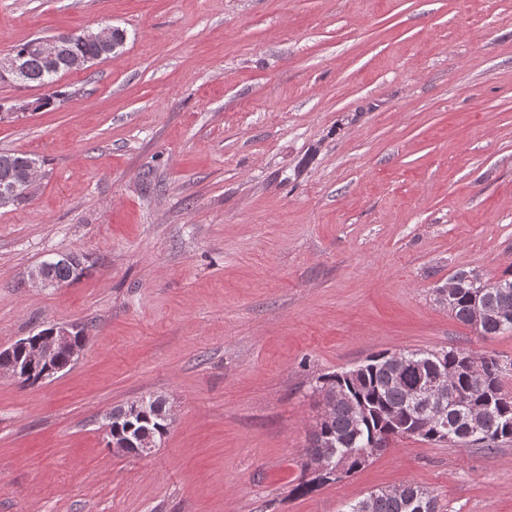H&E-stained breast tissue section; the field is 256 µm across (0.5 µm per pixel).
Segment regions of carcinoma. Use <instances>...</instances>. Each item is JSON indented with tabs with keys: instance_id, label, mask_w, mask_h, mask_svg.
Returning <instances> with one entry per match:
<instances>
[{
	"instance_id": "cac0c4a2",
	"label": "carcinoma",
	"mask_w": 512,
	"mask_h": 512,
	"mask_svg": "<svg viewBox=\"0 0 512 512\" xmlns=\"http://www.w3.org/2000/svg\"><path fill=\"white\" fill-rule=\"evenodd\" d=\"M64 54L67 57L102 61L114 57L110 50L84 38L82 33H62ZM33 40L14 46L11 53L21 58L22 71L15 82L23 86H51L67 72V62L53 65L31 50ZM51 104L47 98L35 101H20L8 107L0 106V121L17 112L33 111ZM37 158L19 152H0V185L17 181L29 163ZM51 281L60 284L79 278V270L71 262L62 259L38 265ZM467 271L455 273L459 288L455 289L448 302L454 317L467 325L472 324L471 311L480 306L484 318L476 329L483 336H496L512 332V321L501 315L512 314V287L485 288L479 279L469 281ZM401 356L409 361L426 363L433 371H448V435H439L440 426L429 422L432 410L423 401L415 398L409 385L397 374L391 363L389 352H379L358 365L356 375L347 377L346 372H336L320 378L317 391L331 404L329 419L317 422L307 455L318 451L326 455L331 463L344 461L348 472L354 473L364 467L363 456L372 455L373 440L406 437L417 431L414 438L433 443H446L460 449H496L499 444L512 440V391L505 389V378L512 374V367L500 366L501 359L485 356L482 362V378L474 377L468 354L458 350H406ZM145 412L121 419L112 425V430L158 433L161 421L158 413L164 399L160 396L144 397ZM480 419L481 432L469 436L468 422ZM423 487L405 483L397 489L380 490L348 505L346 512H438V501L427 494L420 501L416 496Z\"/></svg>"
}]
</instances>
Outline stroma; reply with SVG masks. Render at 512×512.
Masks as SVG:
<instances>
[{
	"label": "stroma",
	"instance_id": "obj_1",
	"mask_svg": "<svg viewBox=\"0 0 512 512\" xmlns=\"http://www.w3.org/2000/svg\"><path fill=\"white\" fill-rule=\"evenodd\" d=\"M109 25L112 59L0 123L43 177L0 209V349L84 326L43 383L0 373V512H344L407 482L440 512H512V442L394 439L296 490L320 377L375 352L512 360L439 303L461 270L512 278V0H0V56ZM82 256L80 279L29 272ZM173 423L114 453L104 415ZM108 446L117 452L126 453L127 448H134L133 453L140 459L151 457L156 449L157 441L151 434L139 435L137 439H130L124 441L113 440L110 436Z\"/></svg>",
	"mask_w": 512,
	"mask_h": 512
}]
</instances>
